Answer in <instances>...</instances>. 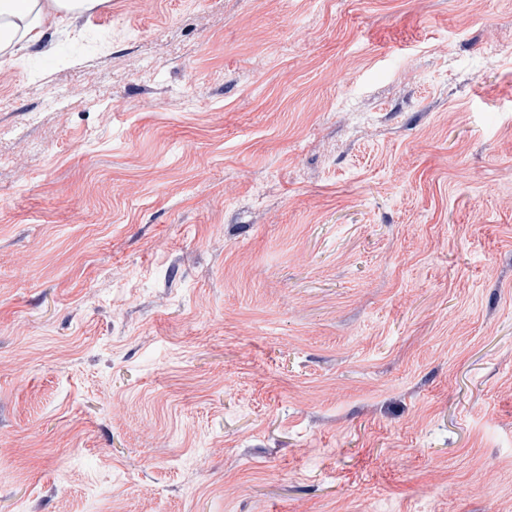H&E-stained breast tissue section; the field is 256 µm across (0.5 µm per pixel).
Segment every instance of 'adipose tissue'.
Returning <instances> with one entry per match:
<instances>
[{
	"instance_id": "adipose-tissue-1",
	"label": "adipose tissue",
	"mask_w": 512,
	"mask_h": 512,
	"mask_svg": "<svg viewBox=\"0 0 512 512\" xmlns=\"http://www.w3.org/2000/svg\"><path fill=\"white\" fill-rule=\"evenodd\" d=\"M105 0H0V54L12 55L19 44L41 42L51 24L94 10Z\"/></svg>"
}]
</instances>
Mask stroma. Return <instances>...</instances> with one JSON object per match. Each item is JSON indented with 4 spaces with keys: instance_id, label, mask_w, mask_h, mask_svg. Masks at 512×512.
<instances>
[{
    "instance_id": "obj_1",
    "label": "stroma",
    "mask_w": 512,
    "mask_h": 512,
    "mask_svg": "<svg viewBox=\"0 0 512 512\" xmlns=\"http://www.w3.org/2000/svg\"><path fill=\"white\" fill-rule=\"evenodd\" d=\"M0 512H512V0L0 57Z\"/></svg>"
}]
</instances>
